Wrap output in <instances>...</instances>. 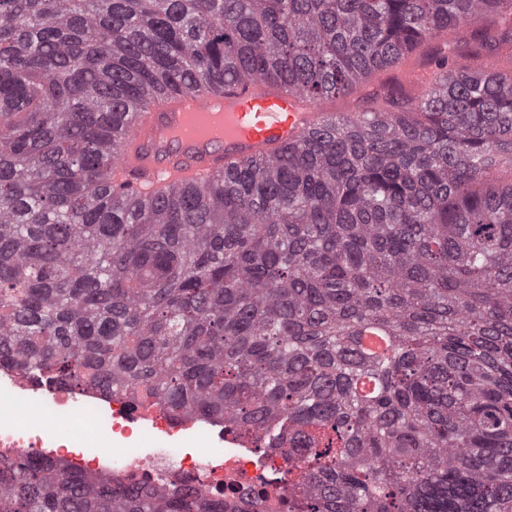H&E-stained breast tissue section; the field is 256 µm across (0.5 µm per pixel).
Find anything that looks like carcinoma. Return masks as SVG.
I'll return each instance as SVG.
<instances>
[{
    "label": "carcinoma",
    "mask_w": 512,
    "mask_h": 512,
    "mask_svg": "<svg viewBox=\"0 0 512 512\" xmlns=\"http://www.w3.org/2000/svg\"><path fill=\"white\" fill-rule=\"evenodd\" d=\"M441 31L416 100L120 183L127 112L245 80L320 102ZM465 51L512 58V0H0V361L253 431L294 512H512V71ZM0 512L225 510L26 456Z\"/></svg>",
    "instance_id": "carcinoma-1"
}]
</instances>
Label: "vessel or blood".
<instances>
[{"label": "vessel or blood", "instance_id": "1", "mask_svg": "<svg viewBox=\"0 0 512 512\" xmlns=\"http://www.w3.org/2000/svg\"><path fill=\"white\" fill-rule=\"evenodd\" d=\"M323 113L297 96L241 85L230 93L177 96L134 113L117 164L133 184L162 187L269 156L320 126Z\"/></svg>", "mask_w": 512, "mask_h": 512}]
</instances>
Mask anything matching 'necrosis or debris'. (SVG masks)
<instances>
[{
    "mask_svg": "<svg viewBox=\"0 0 512 512\" xmlns=\"http://www.w3.org/2000/svg\"><path fill=\"white\" fill-rule=\"evenodd\" d=\"M41 404L54 416H84L89 424L64 439L51 430L26 425L0 409V456L30 454L69 470L119 478L153 490L190 489L249 512L264 501L266 512H288L294 460L262 448L251 434L228 432L222 420L171 415L162 407H140L129 394L75 389L39 375L0 365V397ZM124 443V455L101 450V437ZM203 440L212 453L188 452L186 443Z\"/></svg>",
    "mask_w": 512,
    "mask_h": 512,
    "instance_id": "1",
    "label": "necrosis or debris"
}]
</instances>
